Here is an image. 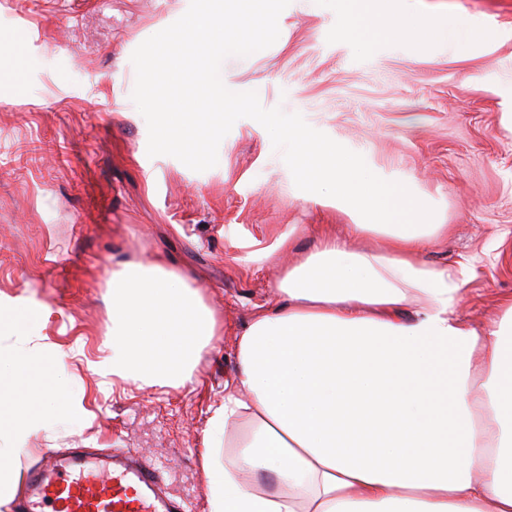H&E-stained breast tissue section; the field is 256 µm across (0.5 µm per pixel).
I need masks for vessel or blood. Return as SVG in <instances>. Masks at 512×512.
I'll list each match as a JSON object with an SVG mask.
<instances>
[{
	"label": "vessel or blood",
	"instance_id": "obj_1",
	"mask_svg": "<svg viewBox=\"0 0 512 512\" xmlns=\"http://www.w3.org/2000/svg\"><path fill=\"white\" fill-rule=\"evenodd\" d=\"M161 475L133 455L93 458L76 451L28 476L20 512H178L158 496Z\"/></svg>",
	"mask_w": 512,
	"mask_h": 512
}]
</instances>
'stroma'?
I'll return each mask as SVG.
<instances>
[{"label": "stroma", "mask_w": 512, "mask_h": 512, "mask_svg": "<svg viewBox=\"0 0 512 512\" xmlns=\"http://www.w3.org/2000/svg\"><path fill=\"white\" fill-rule=\"evenodd\" d=\"M190 0H0V296L49 312L44 343L83 348L69 360L83 394L70 419L32 435L20 474L46 456L131 453L158 467L166 496L208 512L201 454L210 409L235 371V340L257 306L275 303L283 266L252 254L290 236L309 254L322 224L362 215L298 189L257 121L242 118L203 172L147 155L131 99L133 51L179 19ZM411 22L374 45L339 37L334 0H291L262 54L227 58L221 78L263 107L300 113L314 129L407 180L448 235L427 262L462 266L457 315L483 329L512 298V0H374ZM457 16L492 37L459 50L422 24ZM24 38V54L11 45ZM22 78H15V69ZM163 256L214 310L219 336L191 382L99 388L88 361L110 356L112 272Z\"/></svg>", "instance_id": "obj_1"}]
</instances>
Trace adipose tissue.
Here are the masks:
<instances>
[{
	"label": "adipose tissue",
	"instance_id": "obj_1",
	"mask_svg": "<svg viewBox=\"0 0 512 512\" xmlns=\"http://www.w3.org/2000/svg\"><path fill=\"white\" fill-rule=\"evenodd\" d=\"M344 39L399 38L373 0H336ZM296 169L329 185L328 203L370 215L351 225L380 244L328 235L285 266L279 301L239 332L237 370L211 411L202 454L209 512H512V299L478 331L456 314L455 269L423 261L427 206L405 180L331 148L299 120L278 119ZM44 304L0 299V331L29 335ZM218 321L162 260L112 272V354L101 379L137 387L190 380ZM76 350L0 349V502L32 433L65 415L76 393L62 372ZM229 452L216 460L213 447Z\"/></svg>",
	"mask_w": 512,
	"mask_h": 512
}]
</instances>
